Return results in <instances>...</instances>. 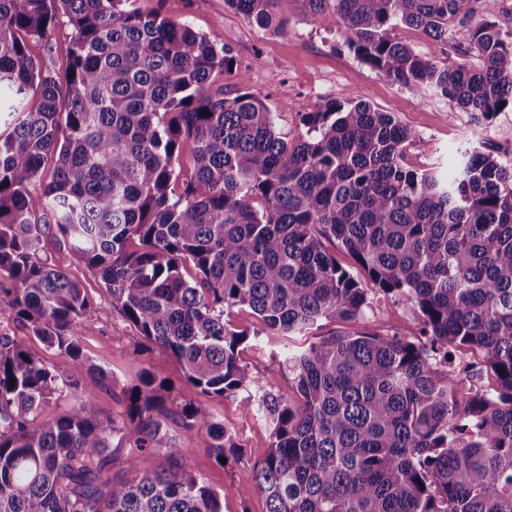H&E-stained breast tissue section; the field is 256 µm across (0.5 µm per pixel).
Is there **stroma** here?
Masks as SVG:
<instances>
[{
	"label": "stroma",
	"mask_w": 512,
	"mask_h": 512,
	"mask_svg": "<svg viewBox=\"0 0 512 512\" xmlns=\"http://www.w3.org/2000/svg\"><path fill=\"white\" fill-rule=\"evenodd\" d=\"M137 5L142 11L158 12L217 36L232 50L246 82L241 85L219 75L213 79L214 87L223 89L228 97L245 89L254 92L275 113L279 129L288 136L300 132L301 116L316 111L323 100L345 103L359 96L375 108L395 113L402 124L415 131V140L406 148V161L412 167L447 171L460 151L470 146L512 163L511 110L485 118L466 115L435 93L423 100L414 98L362 63L345 46L341 29L312 23L298 0H281L279 12L288 21L283 34L249 24L225 0H137ZM44 244L51 263L85 289L97 310L81 325L80 355L71 357L17 324L10 308H0V330L22 340L35 357L77 384V392L64 393L42 408L38 421L71 411L83 394L91 395L103 413L120 415L126 390L137 384L143 373H150L156 380L173 385L159 419L187 470L202 476L220 494L224 512H266L264 494L253 489L247 477L251 464L270 448V431L264 421L244 415L240 397L222 398L189 385L177 359L148 342L113 306L95 270L53 236H46ZM366 325L405 340L416 339L420 328L410 304L384 298L375 299ZM281 351V337L272 334L248 339L239 348L249 374L275 375L277 391L293 401L297 390L292 377L280 369ZM186 402L205 408L230 429L243 449L242 457L217 462L209 438L184 425L180 407Z\"/></svg>",
	"instance_id": "35a3bbf8"
}]
</instances>
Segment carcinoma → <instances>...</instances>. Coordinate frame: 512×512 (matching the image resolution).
Segmentation results:
<instances>
[{"mask_svg":"<svg viewBox=\"0 0 512 512\" xmlns=\"http://www.w3.org/2000/svg\"><path fill=\"white\" fill-rule=\"evenodd\" d=\"M226 2L286 31L280 0ZM300 2L420 100L434 92L484 116L512 107V40L471 22V0ZM61 25L62 71L29 48L51 51ZM401 25L432 38V54L399 41ZM216 72L243 80L217 38L134 0H0V307L79 354L96 307L50 263L53 230L189 383L244 394L243 413L271 430L248 471L267 512H512V166L474 149L446 178L415 169L416 133L358 97L306 114L290 139L255 93L212 89ZM380 294L411 305L425 340L378 329L307 340L364 320ZM236 306L256 315L253 333L228 320ZM265 331L288 340L294 403L241 365L239 345ZM451 346L477 361L452 368ZM476 368L494 391L468 385ZM75 388L0 334V512H223L154 418L171 384L143 373L120 419L86 395L36 422ZM181 413L216 458L242 455L209 411ZM114 437L131 479L108 474ZM80 395V393L65 392L62 396H56L49 405L38 412L36 422L39 423L71 411L78 404Z\"/></svg>","mask_w":512,"mask_h":512,"instance_id":"cac0c4a2","label":"carcinoma"}]
</instances>
